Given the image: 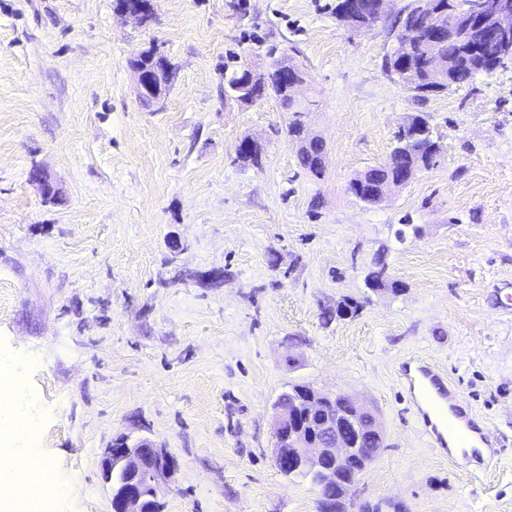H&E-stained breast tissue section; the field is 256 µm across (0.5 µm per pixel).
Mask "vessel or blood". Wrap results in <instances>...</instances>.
I'll list each match as a JSON object with an SVG mask.
<instances>
[{"label": "vessel or blood", "mask_w": 512, "mask_h": 512, "mask_svg": "<svg viewBox=\"0 0 512 512\" xmlns=\"http://www.w3.org/2000/svg\"><path fill=\"white\" fill-rule=\"evenodd\" d=\"M400 374L405 388L415 396L418 422L434 447L447 449L450 432H475L471 408L444 372L423 361H408Z\"/></svg>", "instance_id": "vessel-or-blood-1"}]
</instances>
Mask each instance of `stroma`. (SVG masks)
Masks as SVG:
<instances>
[{
  "mask_svg": "<svg viewBox=\"0 0 512 512\" xmlns=\"http://www.w3.org/2000/svg\"><path fill=\"white\" fill-rule=\"evenodd\" d=\"M411 2L356 30L336 0H153L146 26L117 0H0V360L42 433L8 446L64 480L54 512H111L101 461L124 436L176 459L162 512H317L274 461L273 407L295 385L384 431L347 512H512V64L417 97L385 66ZM147 51L172 73L150 105L132 69ZM284 57L307 73L319 178L274 92L224 93L225 63ZM415 115L438 164L376 205L348 192ZM245 138L258 163L237 160ZM381 268L395 289H372ZM414 357L487 427V470L420 432L398 380Z\"/></svg>",
  "mask_w": 512,
  "mask_h": 512,
  "instance_id": "stroma-1",
  "label": "stroma"
}]
</instances>
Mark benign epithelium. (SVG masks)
Listing matches in <instances>:
<instances>
[{
    "mask_svg": "<svg viewBox=\"0 0 512 512\" xmlns=\"http://www.w3.org/2000/svg\"><path fill=\"white\" fill-rule=\"evenodd\" d=\"M122 13L145 25L153 18L152 0H125ZM463 17V27L468 30L504 38L503 50L480 60L479 69L491 71L512 63V0H473ZM134 78L140 101L159 96L149 73L136 69ZM429 135V126L416 118L399 129L404 143ZM273 427L275 463L281 472L303 469L322 475L336 487L332 498L319 493L321 512H328L329 501L344 502L353 486L338 480L340 473L365 469L384 444L382 428L369 411L348 397L312 388L303 392L299 406L276 405ZM176 467L174 457L150 440L113 442L102 459L103 479L108 485L115 476L130 480L111 490L112 512H160L159 489L168 483Z\"/></svg>",
    "mask_w": 512,
    "mask_h": 512,
    "instance_id": "1",
    "label": "benign epithelium"
}]
</instances>
